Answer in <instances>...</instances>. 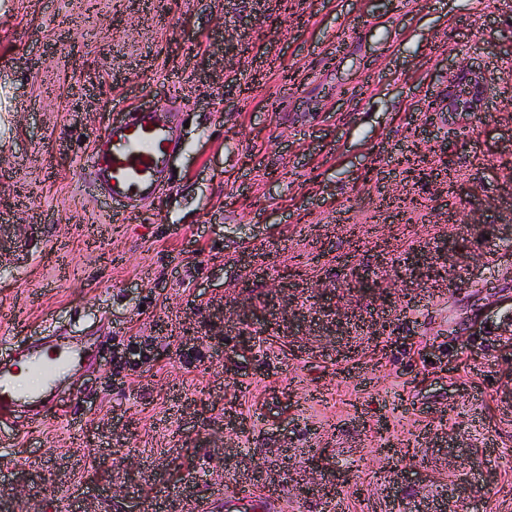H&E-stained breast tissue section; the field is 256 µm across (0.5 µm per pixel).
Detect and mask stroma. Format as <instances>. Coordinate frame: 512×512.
I'll return each mask as SVG.
<instances>
[{
	"label": "stroma",
	"mask_w": 512,
	"mask_h": 512,
	"mask_svg": "<svg viewBox=\"0 0 512 512\" xmlns=\"http://www.w3.org/2000/svg\"><path fill=\"white\" fill-rule=\"evenodd\" d=\"M511 35L512 0H0V353H98L56 415L0 425V472L32 479L15 512H200L241 485L281 512H512ZM462 58L493 80L481 112L427 117ZM137 105L182 148L130 213L84 173ZM447 139L454 176L406 177ZM451 233L457 263L401 267ZM287 272L297 336L268 317ZM319 468L349 481L299 495Z\"/></svg>",
	"instance_id": "1"
}]
</instances>
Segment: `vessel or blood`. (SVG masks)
<instances>
[{
	"label": "vessel or blood",
	"mask_w": 512,
	"mask_h": 512,
	"mask_svg": "<svg viewBox=\"0 0 512 512\" xmlns=\"http://www.w3.org/2000/svg\"><path fill=\"white\" fill-rule=\"evenodd\" d=\"M175 148L172 127L159 122L151 108L141 107L122 113L99 136L91 172L106 197L144 205L165 183ZM87 357L85 350L66 345L16 350L0 357V422H8L28 402L35 404L37 415H47L58 396V381ZM236 495L244 512H279L278 497L260 496L246 488L237 489Z\"/></svg>",
	"instance_id": "1"
}]
</instances>
